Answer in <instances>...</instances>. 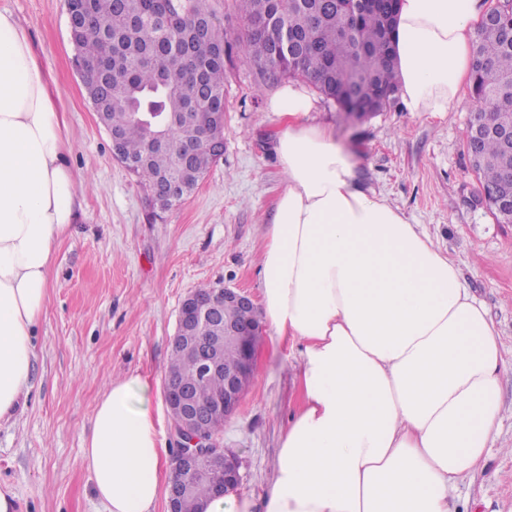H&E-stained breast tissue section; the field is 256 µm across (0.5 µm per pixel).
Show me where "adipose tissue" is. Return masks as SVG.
Listing matches in <instances>:
<instances>
[{
  "label": "adipose tissue",
  "instance_id": "adipose-tissue-1",
  "mask_svg": "<svg viewBox=\"0 0 512 512\" xmlns=\"http://www.w3.org/2000/svg\"><path fill=\"white\" fill-rule=\"evenodd\" d=\"M492 0H398V92L443 113L473 77ZM28 30L0 11V421L28 394L51 264L77 219L70 139ZM274 150L286 176L266 226L262 308L300 349L301 394L261 502L210 498L206 512H457L453 490L484 461L501 415L495 323L458 265L365 188L312 100L283 86ZM141 375L98 401L84 464L106 512H153L167 451Z\"/></svg>",
  "mask_w": 512,
  "mask_h": 512
}]
</instances>
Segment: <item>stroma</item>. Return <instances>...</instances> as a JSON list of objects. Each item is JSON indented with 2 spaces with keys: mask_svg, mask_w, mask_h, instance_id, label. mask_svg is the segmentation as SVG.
Segmentation results:
<instances>
[{
  "mask_svg": "<svg viewBox=\"0 0 512 512\" xmlns=\"http://www.w3.org/2000/svg\"><path fill=\"white\" fill-rule=\"evenodd\" d=\"M29 30L53 72L79 177L78 218L59 245L34 338L25 405L0 422V489L16 512H105L83 465L95 406L112 380L146 376L159 437L174 449L163 379L186 295L203 286L240 288L260 300L264 226L284 187L273 151L279 118L267 110L280 90L240 53L226 63L224 156L173 209L155 207L140 181L112 156L72 58L67 0H0ZM309 122L330 125L367 188L418 224L461 267L487 307L512 361V224L478 199L482 186L466 151L479 108L463 94L454 111L410 112L402 100L356 117L316 89ZM296 357L271 329L259 340L257 371L219 443L237 457V495L261 499L282 432L294 411ZM498 435L480 468L457 484L459 512H512V368L501 376Z\"/></svg>",
  "mask_w": 512,
  "mask_h": 512,
  "instance_id": "obj_1",
  "label": "stroma"
}]
</instances>
